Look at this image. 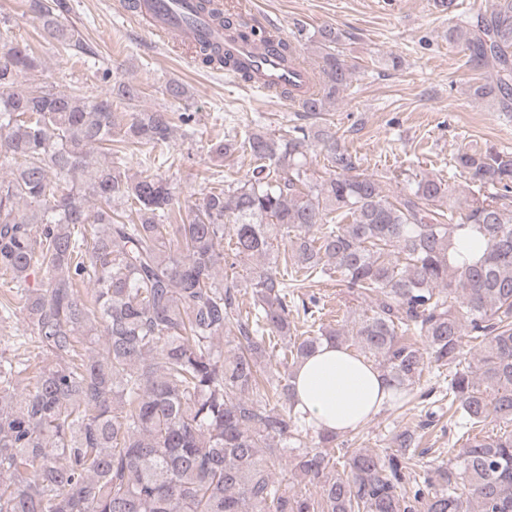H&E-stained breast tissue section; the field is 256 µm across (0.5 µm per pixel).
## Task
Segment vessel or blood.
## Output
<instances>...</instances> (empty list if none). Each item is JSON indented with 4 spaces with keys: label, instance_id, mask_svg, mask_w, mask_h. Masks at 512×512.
<instances>
[{
    "label": "vessel or blood",
    "instance_id": "obj_1",
    "mask_svg": "<svg viewBox=\"0 0 512 512\" xmlns=\"http://www.w3.org/2000/svg\"><path fill=\"white\" fill-rule=\"evenodd\" d=\"M136 15L161 42L183 50L203 42L224 43L223 32L210 25L197 0H142ZM233 51L244 67L261 75L258 88L264 93L289 89L300 98L314 90L311 73L303 64L285 67L272 55L246 45L234 46Z\"/></svg>",
    "mask_w": 512,
    "mask_h": 512
}]
</instances>
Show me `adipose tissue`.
I'll return each mask as SVG.
<instances>
[{
  "instance_id": "obj_1",
  "label": "adipose tissue",
  "mask_w": 512,
  "mask_h": 512,
  "mask_svg": "<svg viewBox=\"0 0 512 512\" xmlns=\"http://www.w3.org/2000/svg\"><path fill=\"white\" fill-rule=\"evenodd\" d=\"M295 389L300 417L315 430L336 433L362 425L391 393L371 363L327 343L297 367Z\"/></svg>"
}]
</instances>
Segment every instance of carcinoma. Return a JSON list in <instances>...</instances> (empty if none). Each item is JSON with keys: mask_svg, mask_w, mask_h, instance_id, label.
<instances>
[{"mask_svg": "<svg viewBox=\"0 0 512 512\" xmlns=\"http://www.w3.org/2000/svg\"><path fill=\"white\" fill-rule=\"evenodd\" d=\"M29 9L44 38L77 43L66 0ZM199 9L231 40L257 35L213 0ZM340 41L329 25L309 36L320 62L303 111H327L350 86ZM448 41L470 67L493 70L472 98L511 113L512 0L448 27ZM196 56L253 79L217 46ZM37 67L35 48L0 24V169H10L0 318L18 308L38 354L31 365L0 353V512H512V209L501 203L512 153H457L454 168L483 189L464 204L434 175L390 198L332 128L255 130L211 142L212 156L242 151L255 166L184 216L169 178L130 175L126 151L167 145L192 114L139 110L121 124L114 108L135 106L139 85L55 93L24 80ZM312 146L325 151L327 179L308 176ZM464 233L482 253L457 250ZM279 238L290 243L281 257ZM254 258L244 279H218ZM334 274L369 309L347 330L295 335V289ZM466 338L479 347L473 363ZM325 342L373 363L398 409L414 399L425 355L452 368L448 412L465 442L448 465L414 471L415 429L395 434L389 453L302 423L294 370ZM489 421L504 429L485 432ZM285 459L282 483L273 471Z\"/></svg>", "mask_w": 512, "mask_h": 512, "instance_id": "1", "label": "carcinoma"}]
</instances>
